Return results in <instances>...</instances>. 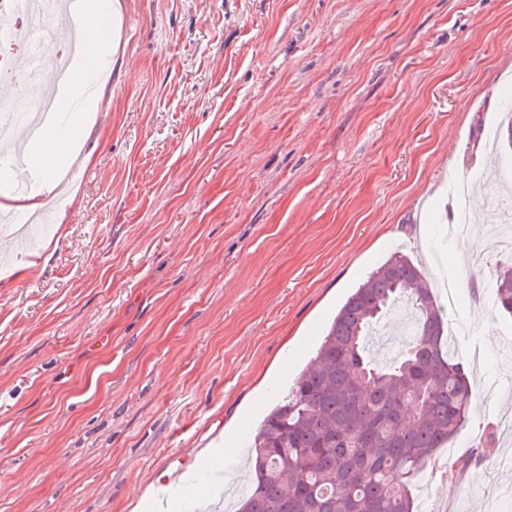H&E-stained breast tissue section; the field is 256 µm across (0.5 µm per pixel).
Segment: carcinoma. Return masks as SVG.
<instances>
[{
	"mask_svg": "<svg viewBox=\"0 0 512 512\" xmlns=\"http://www.w3.org/2000/svg\"><path fill=\"white\" fill-rule=\"evenodd\" d=\"M498 144L512 157V121ZM494 290L512 316V267L495 271ZM402 301L411 340L382 362L366 337ZM443 331V309L408 257L373 271L264 418L238 512H413L414 478L462 428L472 397L466 363L445 349Z\"/></svg>",
	"mask_w": 512,
	"mask_h": 512,
	"instance_id": "obj_1",
	"label": "carcinoma"
}]
</instances>
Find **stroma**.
Masks as SVG:
<instances>
[{
	"mask_svg": "<svg viewBox=\"0 0 512 512\" xmlns=\"http://www.w3.org/2000/svg\"><path fill=\"white\" fill-rule=\"evenodd\" d=\"M105 95L63 203L0 241V512H153L159 475L222 448L213 500L245 487L259 422L346 298L394 253L421 262L474 371L439 457L468 460L417 512H488L512 490L508 251L448 235L512 222L483 153L512 102V0H122ZM457 282L448 292L444 281ZM493 279L496 307L503 315L512 316V267L497 269Z\"/></svg>",
	"mask_w": 512,
	"mask_h": 512,
	"instance_id": "stroma-1",
	"label": "stroma"
}]
</instances>
